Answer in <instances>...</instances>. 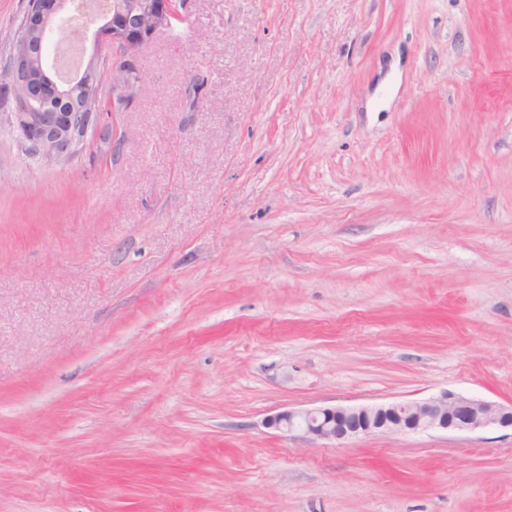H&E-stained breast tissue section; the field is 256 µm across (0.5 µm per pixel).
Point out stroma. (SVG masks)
Listing matches in <instances>:
<instances>
[{"label": "stroma", "instance_id": "obj_1", "mask_svg": "<svg viewBox=\"0 0 512 512\" xmlns=\"http://www.w3.org/2000/svg\"><path fill=\"white\" fill-rule=\"evenodd\" d=\"M69 160L0 97V512H512V0H188ZM265 425L334 442L375 432L512 430V406L448 391L421 401L288 410L270 415Z\"/></svg>", "mask_w": 512, "mask_h": 512}]
</instances>
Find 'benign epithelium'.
<instances>
[{
    "mask_svg": "<svg viewBox=\"0 0 512 512\" xmlns=\"http://www.w3.org/2000/svg\"><path fill=\"white\" fill-rule=\"evenodd\" d=\"M74 0H26L20 29L8 60L0 69L4 87L13 93L10 121L22 142L48 161H65L79 148L100 111V69L77 63L67 73L46 60L44 37L70 33L68 42L85 49L91 41L96 57L112 55V93L118 103L134 98L140 80L130 63L155 36L181 16L186 0H110V6L71 21ZM265 425L302 436L339 441L375 432H421L429 429L478 432L512 429V406L454 392L421 401L364 406L288 410L266 418Z\"/></svg>",
    "mask_w": 512,
    "mask_h": 512,
    "instance_id": "1",
    "label": "benign epithelium"
}]
</instances>
